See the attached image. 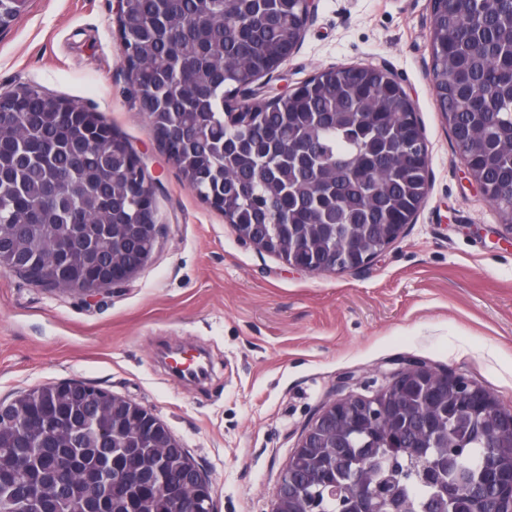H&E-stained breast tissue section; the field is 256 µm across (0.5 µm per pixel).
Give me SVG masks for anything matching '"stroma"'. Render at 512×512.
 <instances>
[{"mask_svg":"<svg viewBox=\"0 0 512 512\" xmlns=\"http://www.w3.org/2000/svg\"><path fill=\"white\" fill-rule=\"evenodd\" d=\"M429 0H319L264 91L330 67L384 64L414 100L431 157L413 224L357 271L311 275L239 240L155 139L119 50L113 0H31L0 31V92L36 85L100 112L158 176L162 233L126 284L85 300L0 272V402L78 381L167 425L212 486L214 512H272L305 425L371 396L406 360L462 374L512 407V235L468 186L429 71ZM204 349L184 388L162 347Z\"/></svg>","mask_w":512,"mask_h":512,"instance_id":"obj_1","label":"stroma"}]
</instances>
